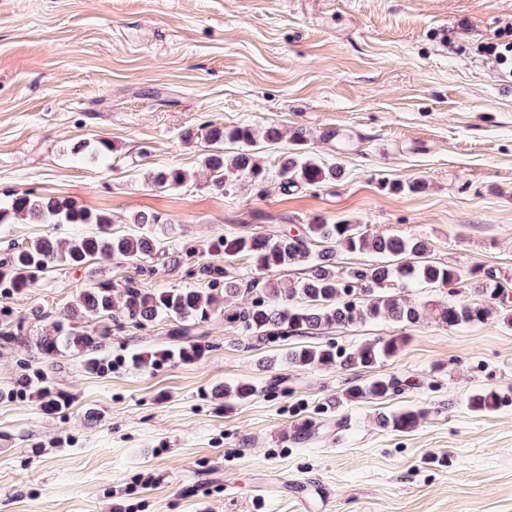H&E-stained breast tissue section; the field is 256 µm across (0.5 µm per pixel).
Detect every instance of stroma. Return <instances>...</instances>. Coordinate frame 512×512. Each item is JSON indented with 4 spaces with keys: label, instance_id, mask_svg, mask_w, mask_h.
Listing matches in <instances>:
<instances>
[{
    "label": "stroma",
    "instance_id": "obj_1",
    "mask_svg": "<svg viewBox=\"0 0 512 512\" xmlns=\"http://www.w3.org/2000/svg\"><path fill=\"white\" fill-rule=\"evenodd\" d=\"M511 41L512 0H0V194L69 198L163 247L139 267L60 266L0 290V324L49 333L99 281L202 289L209 264L247 281L253 263L210 255L212 239L315 220L424 238L435 261L512 278V68L480 50ZM209 124L303 129L306 151L344 175L282 189L285 139L259 147L262 184L214 190L210 143L182 140ZM102 141L108 163L76 156ZM166 168L187 182L151 187L147 173ZM411 180L424 190L389 188ZM140 211L160 223H131ZM84 231L0 224V259L9 243ZM36 308L43 321L30 320ZM176 326L114 309L95 372L76 355L50 363L0 347V388L41 369L70 400L59 413L28 392L0 402V512H512V327L500 317L321 331L318 342L345 347L404 337L383 365L352 374L263 369L277 347L249 349L220 314L195 330L203 357L158 360ZM378 373L405 390L382 404L343 400ZM239 381L254 395L229 400ZM481 389L509 401L474 414L467 399ZM410 405L428 410L413 432L379 425Z\"/></svg>",
    "mask_w": 512,
    "mask_h": 512
}]
</instances>
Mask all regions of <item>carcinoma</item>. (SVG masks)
<instances>
[{
	"label": "carcinoma",
	"mask_w": 512,
	"mask_h": 512,
	"mask_svg": "<svg viewBox=\"0 0 512 512\" xmlns=\"http://www.w3.org/2000/svg\"><path fill=\"white\" fill-rule=\"evenodd\" d=\"M212 144L226 142L240 146L230 157L220 151L208 154L204 164L211 174V185L224 191L240 177L254 183L265 180V169L252 153L255 132L249 127L214 126L206 133ZM343 167L325 165L301 152L281 155L278 176L283 187L298 184L316 185L341 178ZM186 174L179 169L152 171L148 182L157 188H179ZM8 219L28 220L43 224H85L91 232L72 238L41 237L27 244H13L0 262V288L20 292L32 287L54 266L82 267L97 258L120 257L136 262L153 256L157 242L148 236L112 231V214L87 209L76 201L54 196H40L31 191H15L0 200V223ZM211 251L231 260L248 256L257 271L287 268L297 264L308 266V274L286 288L256 277L242 283L226 268H209L211 287L173 288L158 292L126 286L119 295L123 314L135 324L171 318L181 323L173 331L178 342L175 349L164 353L167 360L190 361L203 356L206 345L189 336V323H207L212 316L224 312V322L235 329L251 346L275 343L277 336H307L324 328H348L356 323L388 319L404 327L420 322L425 305L406 300L398 290L416 286L440 288L448 293V301L440 302L432 311L442 325L452 328L487 321L497 314L512 326V313L502 311L495 293L505 289L492 270L474 267L463 271L452 263L443 264L429 257V244L422 238L399 234L375 235L365 224H324L314 221L297 234L275 231L268 234L224 235L211 243ZM340 252L378 254L386 257L380 263L361 264L338 270ZM486 297L481 302L458 298L463 291ZM115 304L109 282H97L86 288L71 305L72 315L88 314L100 327L92 336L70 323L59 322L49 336H26L22 323L4 325L0 344H21L35 348L42 358L56 360L68 351L86 356L85 364L94 368V354L109 335V323ZM405 337L377 338L344 348L333 344L279 343L284 359L296 366L312 369L333 364L342 371L371 369L396 355ZM37 387L43 408L57 411L67 405L44 386V377L35 373L24 380ZM404 381L395 376L378 375L364 384H352L345 390L350 401L371 399L385 402L392 398ZM502 402L495 390L480 391L469 398L474 412L496 410ZM427 414L423 407H408L380 416L379 424L397 432L413 431Z\"/></svg>",
	"instance_id": "carcinoma-1"
}]
</instances>
